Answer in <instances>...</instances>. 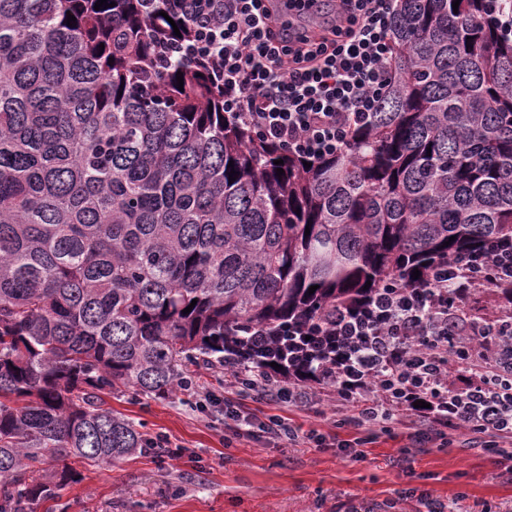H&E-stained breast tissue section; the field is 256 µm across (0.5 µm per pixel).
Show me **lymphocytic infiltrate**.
<instances>
[{"label":"lymphocytic infiltrate","instance_id":"f902f5d3","mask_svg":"<svg viewBox=\"0 0 512 512\" xmlns=\"http://www.w3.org/2000/svg\"><path fill=\"white\" fill-rule=\"evenodd\" d=\"M167 0L192 35L180 57L203 62L224 88V112L254 137L310 160L336 154L389 88L392 0ZM512 334V240L441 264L415 284L381 286L369 305L276 329L256 327L224 347V445L248 438L306 443L360 461L403 423L413 449L468 441L512 474V402L499 386L500 337ZM456 354H449V347ZM335 397V434L302 430L286 411ZM275 405L247 412L245 401Z\"/></svg>","mask_w":512,"mask_h":512}]
</instances>
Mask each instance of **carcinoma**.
Segmentation results:
<instances>
[{"instance_id": "1", "label": "carcinoma", "mask_w": 512, "mask_h": 512, "mask_svg": "<svg viewBox=\"0 0 512 512\" xmlns=\"http://www.w3.org/2000/svg\"><path fill=\"white\" fill-rule=\"evenodd\" d=\"M96 2L0 0V512L76 481L34 478L49 461L146 448L104 396L188 392L236 331L512 239V37L490 0H396L388 94L309 168L227 121L203 64L159 61L184 19Z\"/></svg>"}]
</instances>
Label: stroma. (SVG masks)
I'll use <instances>...</instances> for the list:
<instances>
[{
  "instance_id": "35a3bbf8",
  "label": "stroma",
  "mask_w": 512,
  "mask_h": 512,
  "mask_svg": "<svg viewBox=\"0 0 512 512\" xmlns=\"http://www.w3.org/2000/svg\"><path fill=\"white\" fill-rule=\"evenodd\" d=\"M197 377L191 396L107 400L147 434H165L194 451L196 462L162 464L148 451L109 465L73 456L67 464L81 482L38 503L35 512H336L341 503L389 499L393 512H418L416 500L398 495L417 485L445 502L466 492L464 512H512V480L470 451L426 448L406 470L401 438L379 439L361 462L332 448H273L247 438L225 447L219 415L196 407L201 392L223 390L224 372L202 368Z\"/></svg>"
}]
</instances>
